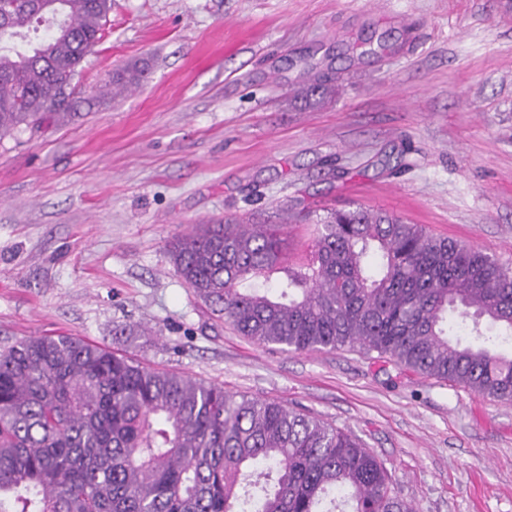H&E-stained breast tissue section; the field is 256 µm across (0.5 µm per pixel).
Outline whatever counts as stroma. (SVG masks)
<instances>
[{
    "label": "stroma",
    "mask_w": 512,
    "mask_h": 512,
    "mask_svg": "<svg viewBox=\"0 0 512 512\" xmlns=\"http://www.w3.org/2000/svg\"><path fill=\"white\" fill-rule=\"evenodd\" d=\"M314 64L336 93L310 106ZM73 83L72 120L0 138V347L75 336L350 430L416 512H512V402L256 343L168 253L199 224L361 205L512 262V0H112ZM146 68L139 63L127 65L112 74L110 91L112 93L139 86L145 76Z\"/></svg>",
    "instance_id": "1"
}]
</instances>
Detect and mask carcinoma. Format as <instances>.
I'll return each instance as SVG.
<instances>
[{
    "label": "carcinoma",
    "instance_id": "carcinoma-1",
    "mask_svg": "<svg viewBox=\"0 0 512 512\" xmlns=\"http://www.w3.org/2000/svg\"><path fill=\"white\" fill-rule=\"evenodd\" d=\"M111 9L12 0L0 15V138L71 115L72 80ZM41 19L45 36L23 48ZM145 72L116 70L110 91ZM334 82L318 70L297 96L324 99ZM287 249L288 225L233 220L169 244L187 287L258 344L357 346L512 402V356L494 348L512 334V266L363 206L317 216L305 264L288 266ZM452 316L473 321L474 341L452 337ZM0 512L416 510L348 430L75 337L37 336L0 348Z\"/></svg>",
    "mask_w": 512,
    "mask_h": 512
}]
</instances>
